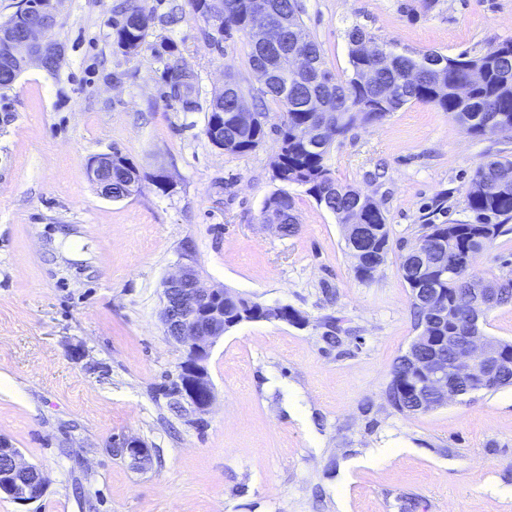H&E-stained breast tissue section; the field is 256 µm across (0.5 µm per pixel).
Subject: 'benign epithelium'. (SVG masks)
<instances>
[{
  "label": "benign epithelium",
  "instance_id": "benign-epithelium-1",
  "mask_svg": "<svg viewBox=\"0 0 512 512\" xmlns=\"http://www.w3.org/2000/svg\"><path fill=\"white\" fill-rule=\"evenodd\" d=\"M58 0H42L35 18L15 27H0V79L13 84L31 63L39 64L48 72L62 63L64 46L51 35L57 24ZM255 24L251 36L273 43L278 53L276 59L282 71L297 72L307 65V58L288 49V42L280 34L288 32V16L279 12L273 0L253 2ZM208 26L224 31V12L219 0H210ZM112 159L110 154L93 157L87 163V175L100 195L118 201L132 195L139 184L136 174L127 182L128 190L120 195L112 193ZM364 210L353 208L348 224L344 225L345 242L357 255L367 254L362 248L365 235L362 230ZM477 251H459L444 243L436 248L415 245L408 251L414 259L417 273L427 271L431 277L411 289L410 298L422 305L428 319L421 322L419 334L414 337L407 351L413 365L414 395L418 409L423 410L430 398L437 399V406L460 396L482 390L492 383L512 361L505 360L500 347L486 336L481 327L488 309L498 299V284L493 280L469 278L472 288L469 294L448 300L439 283L450 277L468 275ZM164 307L162 323L166 335L185 351V359L179 367L176 381L181 404L191 414L206 411L214 400V387L206 362L210 349L224 335V289L203 288L198 281L196 261L192 245L184 246L182 263L177 273L163 281ZM461 305L469 310L468 328L471 335L462 342L448 337V343H457L454 358L445 360L439 353L440 343L429 335V329L438 321L448 319L451 307ZM112 452L127 459L135 468H143L151 462L147 444L132 436L118 438L112 443ZM0 492L20 504L37 501L45 491V479L41 470L24 462L18 449L0 439Z\"/></svg>",
  "mask_w": 512,
  "mask_h": 512
}]
</instances>
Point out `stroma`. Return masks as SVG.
<instances>
[{"label": "stroma", "mask_w": 512, "mask_h": 512, "mask_svg": "<svg viewBox=\"0 0 512 512\" xmlns=\"http://www.w3.org/2000/svg\"><path fill=\"white\" fill-rule=\"evenodd\" d=\"M151 19L143 46L114 39L123 2ZM300 18L337 78L351 72L347 34L411 55L476 53L512 38V0H300ZM55 72L30 65L0 90V437L43 473L42 498L0 496V512H512V387L404 415L388 402L395 361L418 329L399 266L424 224L470 223L478 164L512 158V132L475 137L413 101L335 137L324 164L370 196L389 249L360 280L336 216L271 162L282 107L248 62L246 35L221 39L188 0H59ZM197 77L200 111L166 98L162 42ZM234 76L266 135L229 154L205 136V109ZM112 151L140 192L101 197L89 158ZM167 177L159 190L152 178ZM287 189L298 230L264 224ZM192 242L201 284L229 288L307 319L244 322L213 345L215 400L177 415L159 391L184 358L161 320L165 278ZM472 276L512 278V232L477 253ZM354 339L322 340L325 316ZM144 440V469L111 452Z\"/></svg>", "instance_id": "1"}]
</instances>
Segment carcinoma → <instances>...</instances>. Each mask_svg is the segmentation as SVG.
Here are the masks:
<instances>
[{
	"instance_id": "1",
	"label": "carcinoma",
	"mask_w": 512,
	"mask_h": 512,
	"mask_svg": "<svg viewBox=\"0 0 512 512\" xmlns=\"http://www.w3.org/2000/svg\"><path fill=\"white\" fill-rule=\"evenodd\" d=\"M246 0H221L224 10V30L242 29L247 22ZM150 18L138 14L129 7L120 22L115 24V43L126 54L137 52L143 45ZM366 33L359 27H353L349 34L350 75L338 79L324 68L319 46L311 39L301 50L310 55L315 81L313 92L320 96L326 111L334 113L332 128L324 131L317 146L308 147L303 141L302 131L311 117L305 105L308 100V88L297 79L275 78L267 85L264 93L281 102L285 116L277 127L279 148L272 161L273 177L285 185H300L313 196L317 203L336 215L338 221L346 219L350 205L363 196L360 191L336 182L324 165V157L333 137L346 131L356 121L369 122L381 119L385 113L394 112L406 103L417 100L432 103L444 112L454 115L466 130L477 136L495 134V120L512 126V68L488 69L484 82L474 86L467 100H462L456 92V83L470 64L489 62L500 53L512 55V38L492 43L477 54L462 52L451 58L437 53H424L418 57L400 54L390 49V55L377 71L375 81L380 86L395 85L400 89L398 96L387 106L386 112H366L361 108L368 98L370 86L357 80V73L366 59L361 55L360 39ZM170 97L181 102L182 109L193 112L199 109L196 83L185 81L178 64L166 66L164 70ZM233 111V103L219 95L210 102L207 122L204 128L206 137H211L210 125L219 112ZM268 113L255 111L253 124L240 128L229 122L224 123V151L242 154L253 150L265 137ZM126 158L116 157L113 166L112 191L118 193L127 182L130 168L124 165ZM469 209L475 215V223L490 226L488 240H495L503 233L504 225L512 220V160L494 161L480 164L476 168L467 192ZM272 209L279 215L282 224V236H292L297 231L294 215V201L291 195L281 190L270 196L264 203L262 216ZM370 238L375 249L387 251L388 229L386 219L380 208L372 203L368 207ZM419 240L427 241L436 234L448 236V248L460 249L466 246V236L460 234L459 224H425ZM246 312L254 320L301 319L300 311L290 307L281 312L272 313L261 303L252 301L239 294L225 299L224 327H229L240 313ZM341 319L327 316L323 320L324 342L331 348L339 347L349 330L340 325ZM390 404L404 415L415 414L414 392L410 379V366L398 359L391 370L390 381L386 388Z\"/></svg>"
}]
</instances>
